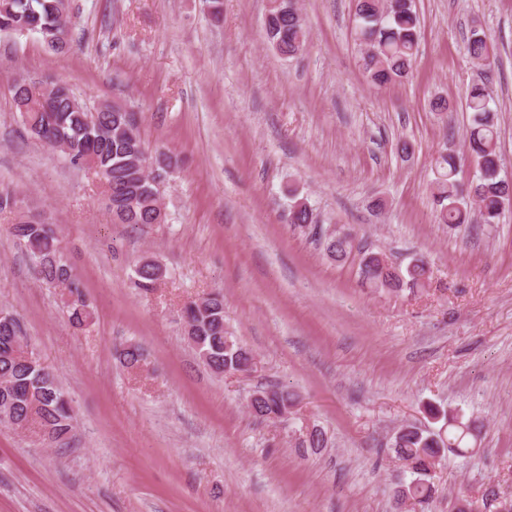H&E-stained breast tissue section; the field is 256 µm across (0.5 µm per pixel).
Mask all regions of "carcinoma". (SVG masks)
I'll return each instance as SVG.
<instances>
[{
  "instance_id": "carcinoma-1",
  "label": "carcinoma",
  "mask_w": 512,
  "mask_h": 512,
  "mask_svg": "<svg viewBox=\"0 0 512 512\" xmlns=\"http://www.w3.org/2000/svg\"><path fill=\"white\" fill-rule=\"evenodd\" d=\"M356 0L355 39L367 48L362 53V66L371 81L379 86L408 76L419 49V18L413 0ZM68 0H0V32L22 34L29 31L25 18L32 13L39 23L34 32L41 35L56 53L71 48L68 26ZM264 23L267 41L283 56H295L306 43L305 21L294 0H269ZM468 55L478 64H486L491 46L482 27H471L467 42ZM15 107L33 138L48 148L61 141L70 150L69 160L82 165L91 163L94 172L107 185L108 211L114 224L149 227L163 224L160 179L174 167L172 156L158 152L148 154L141 136L137 113L121 106L107 104L92 111L82 104L68 85L46 79L36 85L21 73L12 76ZM491 98L482 84L471 87L466 107L472 112L467 130V153L477 175L470 196L478 205L483 223H496L502 203L512 196V179L501 175L498 151V119ZM460 158L448 150H440L434 158L433 196L439 206L437 221L451 227L470 223V210L464 189L457 176ZM291 224L324 246L325 254L343 261L353 250V236L328 231L315 223L307 198L297 189L289 190ZM14 237L36 265L42 280L58 288L61 304L69 322L79 329L89 327L95 319V308L72 275L71 265L59 237L38 213L16 211L12 227ZM363 283L372 288L414 292L426 287L430 268L422 258L406 267L395 265L381 253H366L359 263ZM162 280L160 264L143 258L134 269V286L149 292ZM185 334L201 361L216 373H245L253 369L254 356L236 337L224 331V294L209 291L200 299L183 306ZM17 317L0 318V409L10 414V425L36 431L42 442L63 444L74 427V410L53 371L26 359L14 348ZM120 363L131 371L143 368L147 360L144 347L128 343L118 351ZM297 404L294 390L280 386L272 394L265 391L253 397L252 414L262 420L292 412ZM436 419H444L438 430H423L402 425L393 434L391 450L395 460L410 474L415 484L412 499L424 512L435 494L431 469L447 453L468 452L470 440L480 433L477 421L463 420L453 412L429 408ZM324 432L314 431L296 439V447L317 451L326 447Z\"/></svg>"
}]
</instances>
